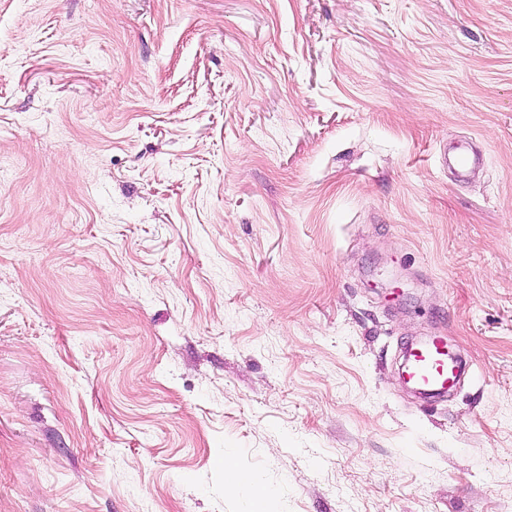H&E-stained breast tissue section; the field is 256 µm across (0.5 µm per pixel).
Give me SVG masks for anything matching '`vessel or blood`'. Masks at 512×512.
<instances>
[{"label":"vessel or blood","instance_id":"vessel-or-blood-1","mask_svg":"<svg viewBox=\"0 0 512 512\" xmlns=\"http://www.w3.org/2000/svg\"><path fill=\"white\" fill-rule=\"evenodd\" d=\"M459 375L458 359L449 351L447 337L434 336L405 351L403 380L422 395L445 394L456 385Z\"/></svg>","mask_w":512,"mask_h":512}]
</instances>
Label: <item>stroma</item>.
Here are the masks:
<instances>
[{"label":"stroma","mask_w":512,"mask_h":512,"mask_svg":"<svg viewBox=\"0 0 512 512\" xmlns=\"http://www.w3.org/2000/svg\"><path fill=\"white\" fill-rule=\"evenodd\" d=\"M0 512H512V0H0ZM460 368L457 357L448 350V339L433 336L426 342L409 346L404 355V382L428 397L448 392L458 382Z\"/></svg>","instance_id":"35a3bbf8"}]
</instances>
